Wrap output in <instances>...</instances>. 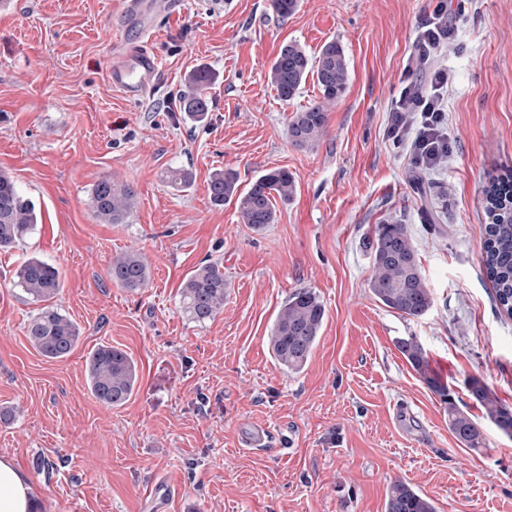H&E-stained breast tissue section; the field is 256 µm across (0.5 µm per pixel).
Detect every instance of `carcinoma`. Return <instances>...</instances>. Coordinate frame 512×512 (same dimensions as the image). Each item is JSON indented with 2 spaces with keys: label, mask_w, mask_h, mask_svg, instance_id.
Listing matches in <instances>:
<instances>
[{
  "label": "carcinoma",
  "mask_w": 512,
  "mask_h": 512,
  "mask_svg": "<svg viewBox=\"0 0 512 512\" xmlns=\"http://www.w3.org/2000/svg\"><path fill=\"white\" fill-rule=\"evenodd\" d=\"M315 78L321 101L315 102L291 117L288 139L298 148L315 146L326 133L328 108L346 91L349 64L342 46L329 41L316 58L309 57L305 47L296 41L285 42L272 61L268 81L283 102L293 100L308 77ZM214 80L206 67L192 70L185 79L180 95V109L187 117L203 121L209 112L207 91ZM168 183L186 188L192 174L184 168H171ZM296 191L294 176L286 169H273L254 178L247 189L239 188L237 173L216 170L208 181V194L216 205L235 202L241 223L255 232L275 222L273 200L288 202ZM488 212L501 210L485 227L483 264L495 290L496 300L512 315V173L493 178L485 189ZM90 207L95 220L106 224H124L136 208V192L127 183L105 177L90 194ZM42 214L31 197L25 194L12 176L0 171V251L15 248L41 223ZM373 259L368 288L383 306L403 317L419 318L433 306L405 224H378L367 240ZM16 285L35 301L45 306L31 318L26 337L42 356L63 360L69 356L80 337L78 326L50 304L61 289L58 269L36 257L26 258L16 271ZM110 281L120 288L136 292L149 285L150 269L142 254L129 250L112 260ZM226 283L224 266L204 261L182 283L179 292L180 311L191 322L204 324L224 311ZM325 320V308L310 288L294 291L279 309L269 338L272 355L278 365L298 372L308 362ZM400 353L427 387L439 396L448 412V429L469 449L485 447L483 427L461 411L448 387L429 370L426 351L414 336L397 342ZM138 374L135 363L123 349L99 345L87 358V382L93 396L102 404L119 407L132 396ZM472 397L485 410L486 420L496 430L512 438V408L501 404L488 387L477 378L468 382ZM385 512H437L433 500L410 484L395 480L390 483Z\"/></svg>",
  "instance_id": "carcinoma-1"
}]
</instances>
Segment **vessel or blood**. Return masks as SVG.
<instances>
[{
	"mask_svg": "<svg viewBox=\"0 0 512 512\" xmlns=\"http://www.w3.org/2000/svg\"><path fill=\"white\" fill-rule=\"evenodd\" d=\"M177 0H120L121 16L135 26L140 37L156 34L159 18L169 15ZM158 74V60L146 49L117 42L112 54L109 80L127 98L140 99L150 94Z\"/></svg>",
	"mask_w": 512,
	"mask_h": 512,
	"instance_id": "b4317fda",
	"label": "vessel or blood"
}]
</instances>
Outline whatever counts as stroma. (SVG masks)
Returning a JSON list of instances; mask_svg holds the SVG:
<instances>
[{
  "instance_id": "obj_1",
  "label": "stroma",
  "mask_w": 512,
  "mask_h": 512,
  "mask_svg": "<svg viewBox=\"0 0 512 512\" xmlns=\"http://www.w3.org/2000/svg\"><path fill=\"white\" fill-rule=\"evenodd\" d=\"M0 15V170L41 210L42 222L0 253V456L28 475L43 512H150L147 486L177 495L167 512H385L404 480L437 512H512V439L484 421L470 378L512 407V317L499 312L482 261L489 177L512 170V0H467L448 45L418 40L432 0H301L279 18L269 0H180L158 22L153 94L135 102L107 76L116 0H15ZM317 55L330 40L349 61L345 94L328 109L313 148L288 140L292 114L320 100L307 81L288 103L268 82L283 42ZM413 72H405L407 63ZM216 76L203 122L178 95L190 70ZM449 76L448 156L423 170L409 142L389 134L402 88L430 91ZM193 173L181 190L168 168ZM283 168L296 193L256 232L234 203L213 204V170L240 186ZM137 193L126 223L102 224L89 206L105 177ZM406 224L433 306L408 319L368 288L365 241L376 225ZM149 263L148 288L108 278L126 250ZM58 267V309L80 329L62 361L39 355L26 326L39 309L16 286L21 262ZM221 260L227 299L206 324L179 310V288L204 260ZM310 288L326 318L297 373L274 360L268 336L280 306ZM413 336L457 407L482 423L487 448L461 447L437 395L396 347ZM125 350L138 383L123 406L89 391L86 359L98 345ZM405 405L403 419L394 408ZM265 424L269 447L247 448ZM51 466L40 470L37 458Z\"/></svg>"
}]
</instances>
